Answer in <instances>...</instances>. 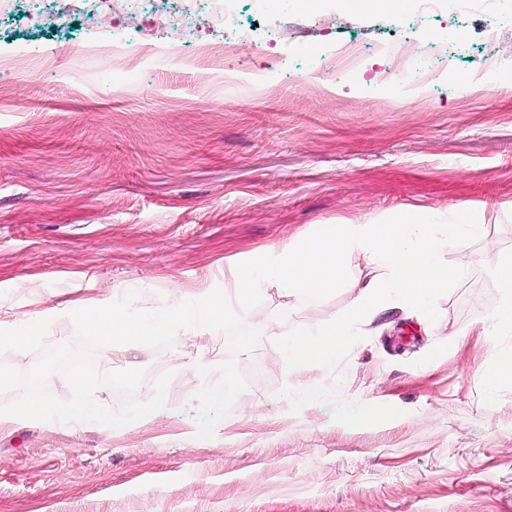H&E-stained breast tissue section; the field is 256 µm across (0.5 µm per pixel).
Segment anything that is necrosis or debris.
Wrapping results in <instances>:
<instances>
[{
  "mask_svg": "<svg viewBox=\"0 0 512 512\" xmlns=\"http://www.w3.org/2000/svg\"><path fill=\"white\" fill-rule=\"evenodd\" d=\"M61 8L55 14L57 23H65L70 13L89 9L96 14V26L90 50L102 69H111L113 58L118 54L136 57L142 54L148 42H156L161 52L180 66L195 63L204 56L223 60L228 51L224 40L201 38L195 43L185 39V18L192 15L198 5L207 7V23L210 27L234 32L238 42H245L256 50L279 42V28H271L266 36L235 27V4L237 0H182L183 14L174 17L162 12L155 13L152 20H145L135 8L136 0H60ZM453 44L448 40L432 38L429 32L418 31L410 37L380 45L375 54L383 59L384 66L373 73V80L390 86L407 89L415 84H427L436 80L439 70L425 65L427 56L442 59L445 67H452Z\"/></svg>",
  "mask_w": 512,
  "mask_h": 512,
  "instance_id": "4bbe7bcc",
  "label": "necrosis or debris"
}]
</instances>
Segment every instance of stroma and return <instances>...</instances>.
<instances>
[{"mask_svg":"<svg viewBox=\"0 0 512 512\" xmlns=\"http://www.w3.org/2000/svg\"><path fill=\"white\" fill-rule=\"evenodd\" d=\"M334 4L346 27L332 35L320 10L280 0L287 39L262 54L233 45L208 82L159 52L100 70L82 49L86 15L48 32L20 11L0 18V307L49 314L51 348L75 340L72 311L130 291L152 312L197 300L320 225L407 213L475 212L512 250V96L493 93L491 72L466 89L491 24L512 79V0L427 17L460 37L461 83L400 93L315 61L331 39L390 35L379 15ZM32 40L47 54L6 56ZM484 243L444 245L465 275L435 321L385 311L333 372L287 367L271 332L282 298L264 291L240 315L260 332L237 358L247 388L213 438H197L190 399L134 429L0 430V512H512V384L483 378L512 334L486 330L500 289ZM348 302L343 289L298 300L287 326L330 323ZM189 352L215 368L226 338L108 346L97 367L137 364L145 401L163 373L181 383Z\"/></svg>","mask_w":512,"mask_h":512,"instance_id":"1","label":"stroma"}]
</instances>
